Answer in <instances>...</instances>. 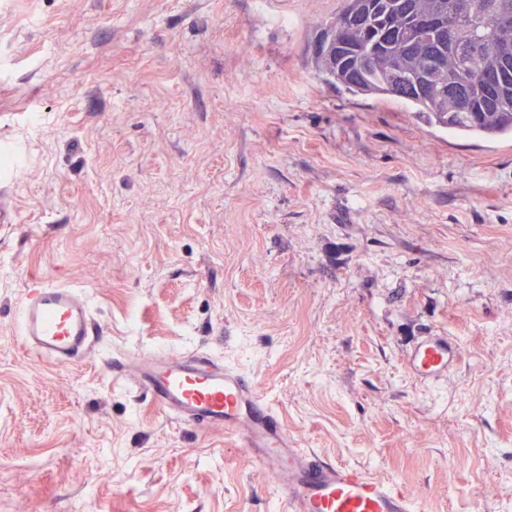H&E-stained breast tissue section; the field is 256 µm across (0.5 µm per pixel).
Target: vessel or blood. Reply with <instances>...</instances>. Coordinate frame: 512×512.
Masks as SVG:
<instances>
[{"label":"vessel or blood","instance_id":"1","mask_svg":"<svg viewBox=\"0 0 512 512\" xmlns=\"http://www.w3.org/2000/svg\"><path fill=\"white\" fill-rule=\"evenodd\" d=\"M91 317L83 292L43 280L21 302L17 327L37 357L67 365L93 350ZM457 358L453 337L425 336L411 347L406 370L434 385L447 379ZM112 375L149 396L165 416L233 437L269 474L283 512H425L398 482L299 448L257 381L211 354L153 350L113 360Z\"/></svg>","mask_w":512,"mask_h":512}]
</instances>
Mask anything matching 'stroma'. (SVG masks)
I'll return each instance as SVG.
<instances>
[{
	"label": "stroma",
	"mask_w": 512,
	"mask_h": 512,
	"mask_svg": "<svg viewBox=\"0 0 512 512\" xmlns=\"http://www.w3.org/2000/svg\"><path fill=\"white\" fill-rule=\"evenodd\" d=\"M341 6L0 0V512H278L243 449L113 380L152 350L253 376L427 512H512V138L328 84ZM36 279L88 295L93 357L24 347ZM433 334L461 358L427 387ZM457 358L458 348L453 337L424 336L410 348L406 370L417 382L435 385L448 378Z\"/></svg>",
	"instance_id": "35a3bbf8"
}]
</instances>
